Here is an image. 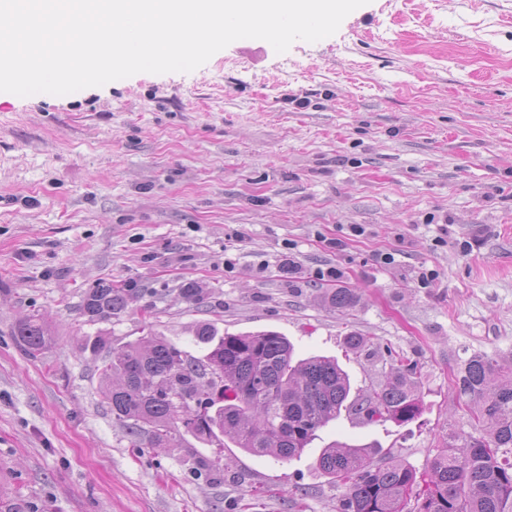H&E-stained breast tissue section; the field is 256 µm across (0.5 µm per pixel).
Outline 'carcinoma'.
I'll use <instances>...</instances> for the list:
<instances>
[{
	"label": "carcinoma",
	"mask_w": 512,
	"mask_h": 512,
	"mask_svg": "<svg viewBox=\"0 0 512 512\" xmlns=\"http://www.w3.org/2000/svg\"><path fill=\"white\" fill-rule=\"evenodd\" d=\"M133 288L102 284L86 292L82 314L104 322L126 310ZM330 307L356 305L348 288L326 293ZM14 335L32 353L49 330L32 315ZM195 356L163 336L107 348L101 396L112 419L138 448H167L189 434L218 448L290 460L302 455L319 429L346 411L365 423H405L420 413L417 365L395 355L386 382L349 399L351 382L336 359H295L294 345L276 331L219 334L195 330ZM456 390L468 398L471 426L481 436H450L429 472L377 458L380 450L341 443L322 449L317 468L343 487L339 512H512V363L484 354L462 362Z\"/></svg>",
	"instance_id": "obj_1"
}]
</instances>
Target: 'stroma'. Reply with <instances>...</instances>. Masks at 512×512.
Wrapping results in <instances>:
<instances>
[{"instance_id":"obj_1","label":"stroma","mask_w":512,"mask_h":512,"mask_svg":"<svg viewBox=\"0 0 512 512\" xmlns=\"http://www.w3.org/2000/svg\"><path fill=\"white\" fill-rule=\"evenodd\" d=\"M125 312L80 311L101 283ZM202 299L187 302L188 287ZM348 288L356 306L323 301ZM37 314L46 349L13 334ZM336 357L353 393L418 366L417 419L341 414L301 457L184 436L133 447L96 335L194 351L197 325ZM357 332L360 352L345 343ZM512 359V0H369L282 54L238 40L189 72L19 105L0 92V504L21 512H337L338 441L428 469L468 435L471 354ZM135 291L133 288H112V284L91 288L83 298L82 314L93 323L111 321L112 316L126 310Z\"/></svg>"}]
</instances>
